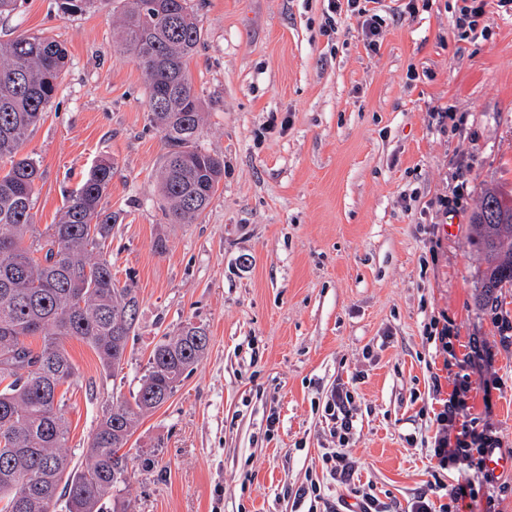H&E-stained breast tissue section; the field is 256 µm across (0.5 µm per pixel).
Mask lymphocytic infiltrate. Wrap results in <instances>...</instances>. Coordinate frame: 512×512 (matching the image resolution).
<instances>
[{"label": "lymphocytic infiltrate", "mask_w": 512, "mask_h": 512, "mask_svg": "<svg viewBox=\"0 0 512 512\" xmlns=\"http://www.w3.org/2000/svg\"><path fill=\"white\" fill-rule=\"evenodd\" d=\"M331 14L341 12L357 17L369 48H376L378 37L386 20L382 15V0H327ZM426 342L432 343L444 357V368L469 364L475 369L484 368L491 351L479 338H472L469 351L457 356L454 342L458 334L448 326L430 322L424 330ZM429 396L435 401L433 411L434 434L431 438L430 457L435 462L432 480L427 489L413 495L408 502L394 499L379 500L369 487L355 484L357 470L349 455L347 445L354 436L358 411L355 393L344 384H337L325 405V412L333 424V434L338 445L323 455L326 478L343 493L335 500H323V512H344L349 505H356L358 512H468L475 502H482V512H496V498L490 488L494 476L486 466L490 453L498 450L500 440L490 426L481 425L467 404L472 390L469 375H454L450 392H443L440 375H432ZM458 471L453 485H446L444 473ZM444 493L447 501L435 504L434 494Z\"/></svg>", "instance_id": "obj_1"}]
</instances>
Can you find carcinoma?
Segmentation results:
<instances>
[{
	"label": "carcinoma",
	"instance_id": "carcinoma-1",
	"mask_svg": "<svg viewBox=\"0 0 512 512\" xmlns=\"http://www.w3.org/2000/svg\"><path fill=\"white\" fill-rule=\"evenodd\" d=\"M120 46L144 70L151 121L166 149L160 166L169 224H194L224 180V158L203 148L200 99L188 65L202 28L189 0H123ZM66 51L47 35L0 41V502L3 512H134L119 496L128 484L127 447L136 423L165 404L208 348L205 328L187 323L154 345L131 398L112 401L83 460L73 461L59 388L77 377L65 342L97 354L106 376L124 370L138 300L112 275L104 247L116 216L103 200L114 164L102 160L66 199L45 234L33 224L40 179L36 160L20 154L44 119L64 75ZM486 264L484 297L512 286V197L487 189L473 215ZM41 252L43 256L35 257ZM41 338L39 347L30 339Z\"/></svg>",
	"mask_w": 512,
	"mask_h": 512
}]
</instances>
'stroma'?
I'll list each match as a JSON object with an SVG mask.
<instances>
[{
	"label": "stroma",
	"mask_w": 512,
	"mask_h": 512,
	"mask_svg": "<svg viewBox=\"0 0 512 512\" xmlns=\"http://www.w3.org/2000/svg\"><path fill=\"white\" fill-rule=\"evenodd\" d=\"M61 2L24 0L0 20V40L45 34L68 52L21 147L41 171L33 222L55 223L97 161H114L105 253L139 301L123 380L106 378L83 342L65 344L77 368L62 388L73 457L112 398L135 389L160 336L188 322L209 348L129 441L135 512H293L294 490L326 482L336 440L324 405L339 383L357 393L348 451L360 482L407 501L431 479L428 392L443 357L423 328L434 319L491 349L469 404L512 450V332L498 329L512 322V287L484 301L472 222L484 188L512 192V15L464 34L455 0L412 13L397 0L373 51L346 15L325 34L327 0H190L201 144L223 156L224 180L200 223L170 224L157 183L165 147L145 73L116 44L119 4L66 14ZM435 109L454 124L438 127ZM462 183L463 206L439 213L436 200Z\"/></svg>",
	"instance_id": "obj_1"
}]
</instances>
